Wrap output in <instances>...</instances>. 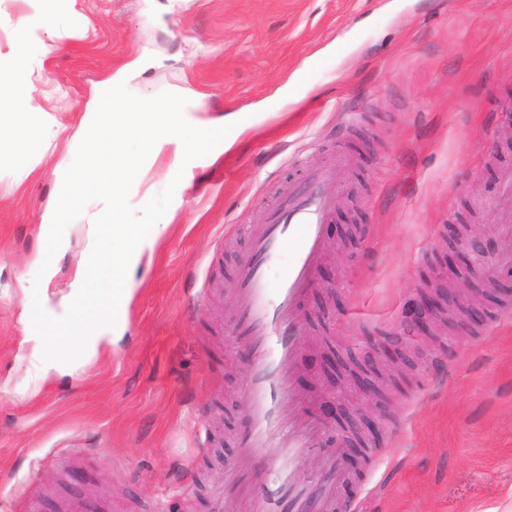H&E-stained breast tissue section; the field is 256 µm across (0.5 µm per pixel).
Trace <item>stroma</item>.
Returning <instances> with one entry per match:
<instances>
[{
    "label": "stroma",
    "instance_id": "obj_1",
    "mask_svg": "<svg viewBox=\"0 0 512 512\" xmlns=\"http://www.w3.org/2000/svg\"><path fill=\"white\" fill-rule=\"evenodd\" d=\"M80 33L47 28L35 0H0V49L28 27L49 49L41 107L77 127L96 85L128 61L144 72L130 106L175 87L201 100L193 117L243 115L232 146L215 142L188 168L159 158L122 205L129 223L161 224L135 269L124 338L102 344L71 375L29 377L23 302L57 309L82 258L81 225L67 251L43 247L59 145L24 182L0 169V512H20L29 488L53 512L57 496L87 493L100 512H207L206 481L236 464L245 425V355L229 339L230 288L251 225L292 184L345 149L356 164L325 228V251L304 312L297 387L320 417L319 449L299 479L323 476L340 450L336 499L370 512H512V275L480 300V325L434 339L407 332L423 282H446L465 259L448 243L477 220L491 257L503 248L512 194V0H63ZM55 274L44 279V263ZM400 339L386 406L351 400L321 367L326 340L363 352ZM380 413L382 440L350 454L323 407ZM194 469L202 483L184 490Z\"/></svg>",
    "mask_w": 512,
    "mask_h": 512
}]
</instances>
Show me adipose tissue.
I'll return each mask as SVG.
<instances>
[{
	"label": "adipose tissue",
	"instance_id": "adipose-tissue-1",
	"mask_svg": "<svg viewBox=\"0 0 512 512\" xmlns=\"http://www.w3.org/2000/svg\"><path fill=\"white\" fill-rule=\"evenodd\" d=\"M47 53V47H32L23 25L14 29L9 53H0V132H9L8 137L0 135V162L12 167L16 182H23L59 144L83 145L68 166L55 170L54 200L42 221L46 248L59 253L66 250L67 240L57 234L58 225L82 213L87 245L62 314L35 304L27 307L37 331L53 336L52 346L39 342L30 351L31 376L37 383L73 373L103 342L122 335L120 323L111 317L87 322L85 305L102 301L107 285L113 303L127 304L134 290L132 272L163 231L159 224L145 228L127 223L121 204L126 191L142 182L161 155H169L173 165H184L221 137L225 125L238 121L233 113L224 123L208 126L187 119L199 100L181 88L164 102L130 108L124 90L143 69L135 60L101 82L77 129L69 130L38 103Z\"/></svg>",
	"mask_w": 512,
	"mask_h": 512
}]
</instances>
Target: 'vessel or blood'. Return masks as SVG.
I'll list each match as a JSON object with an SVG mask.
<instances>
[{
	"label": "vessel or blood",
	"mask_w": 512,
	"mask_h": 512,
	"mask_svg": "<svg viewBox=\"0 0 512 512\" xmlns=\"http://www.w3.org/2000/svg\"><path fill=\"white\" fill-rule=\"evenodd\" d=\"M351 168L350 155L336 153L302 186L289 188L250 229V254L237 282L230 336L250 356L248 427L239 440L236 466L226 470L224 484L210 488V512H233L227 488L238 483L242 469L260 459L267 462L268 472L246 512L336 508L332 486L318 480L299 484L293 477L296 463L318 445L315 418L300 414L286 423L282 416L307 403L294 384L302 371L303 303L325 252L323 230L335 212V187Z\"/></svg>",
	"instance_id": "vessel-or-blood-1"
}]
</instances>
